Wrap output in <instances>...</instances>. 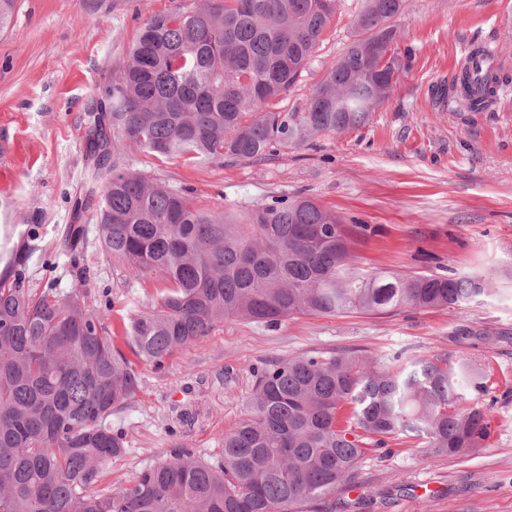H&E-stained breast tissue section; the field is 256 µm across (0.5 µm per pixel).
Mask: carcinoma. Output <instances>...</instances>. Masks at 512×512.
Masks as SVG:
<instances>
[{
    "mask_svg": "<svg viewBox=\"0 0 512 512\" xmlns=\"http://www.w3.org/2000/svg\"><path fill=\"white\" fill-rule=\"evenodd\" d=\"M405 2L363 0L351 41L302 112L267 106L314 56L336 11L326 0H201L144 21L89 111L84 185L105 257L169 283L122 327L138 360L159 367L226 318L443 310L492 294L483 275L360 268L342 219L308 198L247 213L200 208L187 188L127 164L129 149L221 166L258 161L364 128L409 68L393 23ZM511 80L464 68L452 89L481 112ZM62 247L90 287L86 226L65 225ZM43 253L34 228L0 229V512H290L350 485L370 448L413 438L458 456L489 434V407L473 402L488 377L477 358L303 353L261 371L220 461L181 447L127 485L95 490L101 465L125 451L107 420L140 377L115 344L111 305L91 309L54 282L30 286Z\"/></svg>",
    "mask_w": 512,
    "mask_h": 512,
    "instance_id": "obj_1",
    "label": "carcinoma"
}]
</instances>
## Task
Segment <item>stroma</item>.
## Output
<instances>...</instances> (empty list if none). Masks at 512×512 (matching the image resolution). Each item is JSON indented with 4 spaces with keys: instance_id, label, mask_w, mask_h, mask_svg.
<instances>
[{
    "instance_id": "stroma-1",
    "label": "stroma",
    "mask_w": 512,
    "mask_h": 512,
    "mask_svg": "<svg viewBox=\"0 0 512 512\" xmlns=\"http://www.w3.org/2000/svg\"><path fill=\"white\" fill-rule=\"evenodd\" d=\"M198 0H18L0 31V225L31 224L56 248L61 228L82 224L96 273L86 302L111 301L120 331L138 304L167 284L135 278L108 261L97 221L77 211L83 193L86 109L122 61L142 21ZM362 0H338L323 40L274 110L303 111L349 43ZM512 0H407L397 25L411 48L410 69L361 131L315 138L262 162L191 164L133 151L131 168L190 189L198 206L244 212L304 195L335 211L366 269L490 276L492 296L447 310L400 307L381 313L304 314L269 327L225 320L162 368L137 364L140 388L114 413L125 451L102 466L97 489H118L142 469L171 459L177 446L205 461L223 452L225 431L243 416L257 373L301 353L358 350L411 358L436 351L488 367L489 435L460 456L410 442L390 455L370 452L345 490L300 512H512V84L496 103L469 111L449 86L466 45L494 47L512 64ZM477 329L463 342L459 325Z\"/></svg>"
}]
</instances>
